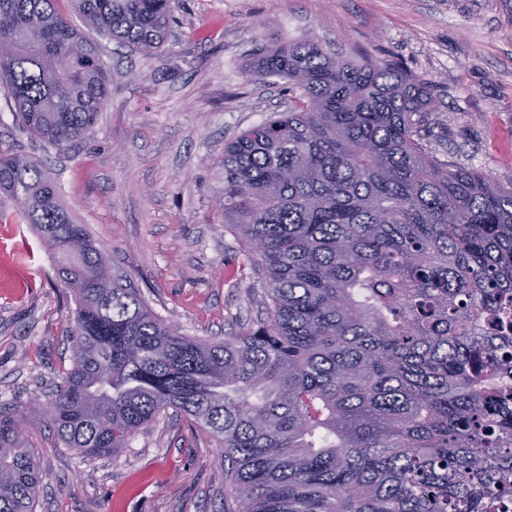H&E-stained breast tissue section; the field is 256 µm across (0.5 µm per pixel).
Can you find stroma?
I'll list each match as a JSON object with an SVG mask.
<instances>
[{
    "instance_id": "obj_1",
    "label": "stroma",
    "mask_w": 512,
    "mask_h": 512,
    "mask_svg": "<svg viewBox=\"0 0 512 512\" xmlns=\"http://www.w3.org/2000/svg\"><path fill=\"white\" fill-rule=\"evenodd\" d=\"M110 96L74 151L44 149L0 87V151L44 160L60 200L182 334L221 339L255 317L256 278L219 206L224 142L285 110L288 92L249 81L261 46L311 36L345 55L394 57L431 83L427 139L441 160L512 184V0H176L151 56L93 30ZM73 294L15 202L0 198V402L51 400L72 365ZM43 482L35 512H222L223 450L174 412L120 456L56 447L29 414Z\"/></svg>"
}]
</instances>
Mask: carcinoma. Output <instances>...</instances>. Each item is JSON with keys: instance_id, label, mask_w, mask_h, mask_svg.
Segmentation results:
<instances>
[{"instance_id": "obj_1", "label": "carcinoma", "mask_w": 512, "mask_h": 512, "mask_svg": "<svg viewBox=\"0 0 512 512\" xmlns=\"http://www.w3.org/2000/svg\"><path fill=\"white\" fill-rule=\"evenodd\" d=\"M70 2L146 54L173 11ZM3 34L18 124L59 151L83 140L110 93L93 44L56 0H0ZM250 77L281 81L289 103L224 142V227L263 295L220 341L113 279L49 169L0 152V195L76 305L56 447L115 457L171 410L224 448V512H512V186L439 159L432 86L400 61L304 39L264 48ZM22 418L0 405V512H34L43 478Z\"/></svg>"}]
</instances>
